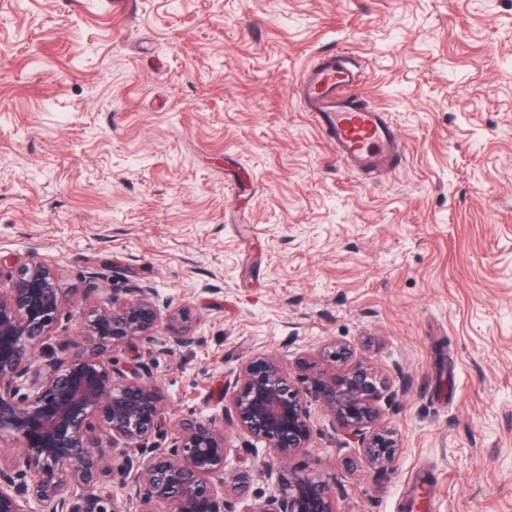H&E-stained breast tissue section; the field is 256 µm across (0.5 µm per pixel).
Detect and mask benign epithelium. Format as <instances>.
<instances>
[{
	"label": "benign epithelium",
	"instance_id": "1",
	"mask_svg": "<svg viewBox=\"0 0 512 512\" xmlns=\"http://www.w3.org/2000/svg\"><path fill=\"white\" fill-rule=\"evenodd\" d=\"M0 438L20 448L0 466V512H237L247 493L225 478L224 426L265 444L279 463L269 496L249 512H340L336 491L292 461L310 453L308 403L331 418L358 458L383 472L399 451L381 424L385 385L352 349L332 342L297 359L301 387L273 356L251 357L223 381L218 414L171 423L154 364L126 367L116 349L159 341L169 355L200 341L198 318L173 308L147 284L114 288L82 311V340L71 352L46 353L68 300L57 273L32 258L19 267L0 259Z\"/></svg>",
	"mask_w": 512,
	"mask_h": 512
}]
</instances>
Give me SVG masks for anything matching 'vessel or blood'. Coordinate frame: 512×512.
I'll list each match as a JSON object with an SVG mask.
<instances>
[{
	"mask_svg": "<svg viewBox=\"0 0 512 512\" xmlns=\"http://www.w3.org/2000/svg\"><path fill=\"white\" fill-rule=\"evenodd\" d=\"M361 77V67L346 52L318 54L301 74L298 101L337 158L364 176L395 168L404 150L388 113L354 95Z\"/></svg>",
	"mask_w": 512,
	"mask_h": 512,
	"instance_id": "vessel-or-blood-1",
	"label": "vessel or blood"
}]
</instances>
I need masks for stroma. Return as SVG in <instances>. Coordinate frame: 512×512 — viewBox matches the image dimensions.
I'll list each match as a JSON object with an SVG mask.
<instances>
[{"label":"stroma","instance_id":"35a3bbf8","mask_svg":"<svg viewBox=\"0 0 512 512\" xmlns=\"http://www.w3.org/2000/svg\"><path fill=\"white\" fill-rule=\"evenodd\" d=\"M405 146L349 173L296 85L323 50ZM40 257L71 291L106 273L199 318L201 344L154 359L172 418L211 415L222 380L331 341L393 398L400 450L347 469L318 406L311 469L340 512H512V0H0V258ZM237 505L268 496L264 444L224 432Z\"/></svg>","mask_w":512,"mask_h":512}]
</instances>
